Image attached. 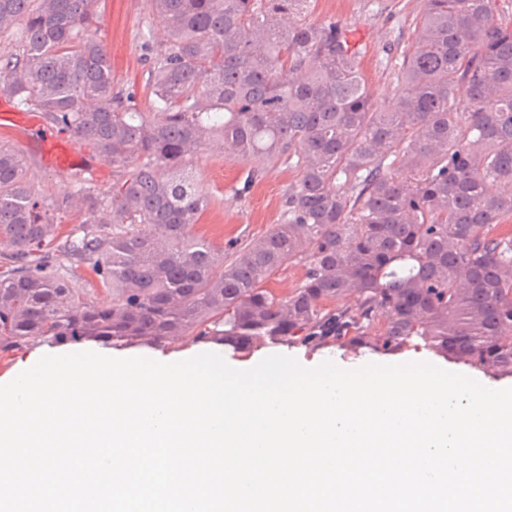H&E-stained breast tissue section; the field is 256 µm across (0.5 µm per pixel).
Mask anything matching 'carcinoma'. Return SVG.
<instances>
[{
  "mask_svg": "<svg viewBox=\"0 0 512 512\" xmlns=\"http://www.w3.org/2000/svg\"><path fill=\"white\" fill-rule=\"evenodd\" d=\"M164 49L151 111L114 89L92 0H0V93L119 173L76 181L84 220L33 193L0 144V354L40 341L426 349L512 378V22L497 0H422L382 111L348 31L288 24L309 0H147ZM300 173L284 220L230 251L192 232L208 196L187 172L213 146ZM304 268L286 294L267 287ZM86 265L112 301L71 287ZM304 269L301 265L286 263L276 275L272 277L268 286L278 293L289 291L301 283Z\"/></svg>",
  "mask_w": 512,
  "mask_h": 512,
  "instance_id": "obj_1",
  "label": "carcinoma"
}]
</instances>
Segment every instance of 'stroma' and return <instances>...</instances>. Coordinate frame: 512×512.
Wrapping results in <instances>:
<instances>
[{"mask_svg":"<svg viewBox=\"0 0 512 512\" xmlns=\"http://www.w3.org/2000/svg\"><path fill=\"white\" fill-rule=\"evenodd\" d=\"M421 6V0H311L306 13L290 15L289 20L293 23L333 22L347 28L360 50L361 72L371 90L373 105L381 110L397 92L402 54L409 51L416 40L415 19ZM92 10L101 19L97 36L111 51L115 83L123 91L135 93L142 111H149L146 87L149 64L143 42L149 38L154 44L163 43V25L157 20L148 21L146 0H93ZM37 120V126L25 141L14 130L0 126V141L13 144L25 156L30 185L36 194L48 201L68 196L73 199L74 177L41 164L34 151V141L52 129L45 115H38ZM248 169V164L225 157L216 147L193 158L189 170L209 197L207 209L193 226L195 234L220 246L232 241L242 245L282 223L288 190L297 182L298 170L285 162L266 164L261 177L247 187L243 180ZM82 219L83 208L74 199L71 207L55 216L64 235ZM275 353L292 357L308 368L330 360L352 369L375 359L374 354L368 352L355 354L338 348L310 351L286 346L265 347L248 355L228 350L224 359L230 364H249Z\"/></svg>","mask_w":512,"mask_h":512,"instance_id":"1","label":"stroma"}]
</instances>
